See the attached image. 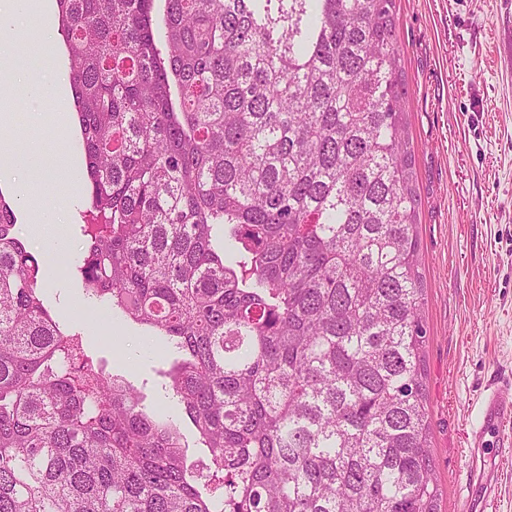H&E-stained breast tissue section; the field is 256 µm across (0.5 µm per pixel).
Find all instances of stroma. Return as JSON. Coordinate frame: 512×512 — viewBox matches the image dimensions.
I'll return each instance as SVG.
<instances>
[{"mask_svg":"<svg viewBox=\"0 0 512 512\" xmlns=\"http://www.w3.org/2000/svg\"><path fill=\"white\" fill-rule=\"evenodd\" d=\"M50 59L41 72L53 82L65 116L32 123L21 87L0 88V133L39 140L45 151L73 152L76 190L43 195L37 216L14 203L18 235L39 262L68 260L85 240V161L60 123L78 129L65 35L59 15ZM395 40L403 107L414 154L424 281L426 385L439 512H460L461 456L480 419L479 395L494 377L512 379V0H396ZM45 304L62 331L78 335L89 361L134 387L147 410L176 420L188 463L209 461L207 448L166 376L179 355L152 332L113 317L89 322L81 281L52 277Z\"/></svg>","mask_w":512,"mask_h":512,"instance_id":"obj_1","label":"stroma"}]
</instances>
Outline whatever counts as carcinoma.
Masks as SVG:
<instances>
[{
    "label": "carcinoma",
    "mask_w": 512,
    "mask_h": 512,
    "mask_svg": "<svg viewBox=\"0 0 512 512\" xmlns=\"http://www.w3.org/2000/svg\"><path fill=\"white\" fill-rule=\"evenodd\" d=\"M85 295L208 448L76 365L0 198V512H437L395 0H57Z\"/></svg>",
    "instance_id": "obj_1"
}]
</instances>
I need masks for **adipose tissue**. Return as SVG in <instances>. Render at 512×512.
Returning <instances> with one entry per match:
<instances>
[{
	"mask_svg": "<svg viewBox=\"0 0 512 512\" xmlns=\"http://www.w3.org/2000/svg\"><path fill=\"white\" fill-rule=\"evenodd\" d=\"M21 0H0V79L10 80L26 87L30 100L37 104L51 102L56 91L45 78H32L27 65L7 52L6 47L19 29H26L32 39H40V16L44 0H22L28 10L26 20H19L17 3ZM38 173L45 191L51 192L66 182L63 173L44 165V155L37 142L18 146L14 141L0 138V179L8 181L19 202H27L29 191L23 175Z\"/></svg>",
	"mask_w": 512,
	"mask_h": 512,
	"instance_id": "adipose-tissue-1",
	"label": "adipose tissue"
}]
</instances>
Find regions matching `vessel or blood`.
<instances>
[{
    "label": "vessel or blood",
    "mask_w": 512,
    "mask_h": 512,
    "mask_svg": "<svg viewBox=\"0 0 512 512\" xmlns=\"http://www.w3.org/2000/svg\"><path fill=\"white\" fill-rule=\"evenodd\" d=\"M482 421L472 434V452L464 469L466 477L464 512H486L488 504L497 495V483L491 466L479 453L487 443H494L499 455H512V435L503 430L506 420L512 419V390L490 387L480 398Z\"/></svg>",
    "instance_id": "b4317fda"
}]
</instances>
